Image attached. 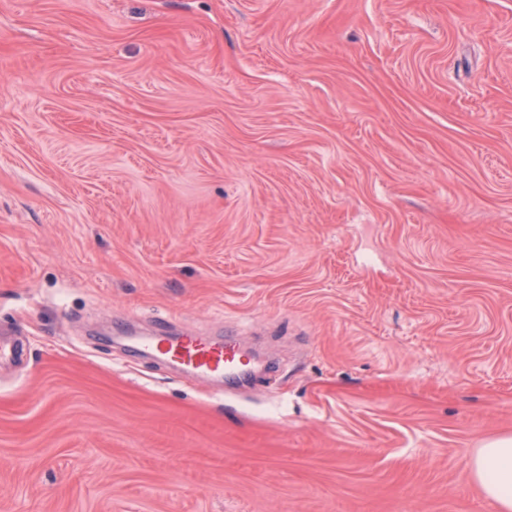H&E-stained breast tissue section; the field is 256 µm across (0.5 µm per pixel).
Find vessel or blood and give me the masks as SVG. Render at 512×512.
<instances>
[{
  "label": "vessel or blood",
  "mask_w": 512,
  "mask_h": 512,
  "mask_svg": "<svg viewBox=\"0 0 512 512\" xmlns=\"http://www.w3.org/2000/svg\"><path fill=\"white\" fill-rule=\"evenodd\" d=\"M129 352L138 358H160L172 367L208 380L233 377L249 363L239 342L194 332L178 336L155 333L133 337Z\"/></svg>",
  "instance_id": "vessel-or-blood-1"
}]
</instances>
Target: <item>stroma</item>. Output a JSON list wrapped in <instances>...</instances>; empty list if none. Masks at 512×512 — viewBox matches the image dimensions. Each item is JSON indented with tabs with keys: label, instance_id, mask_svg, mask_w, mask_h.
<instances>
[{
	"label": "stroma",
	"instance_id": "35a3bbf8",
	"mask_svg": "<svg viewBox=\"0 0 512 512\" xmlns=\"http://www.w3.org/2000/svg\"><path fill=\"white\" fill-rule=\"evenodd\" d=\"M1 327L0 512H496L512 0H0ZM128 351L138 358H161L202 380L231 378L249 364L239 342L190 331L173 337L164 336L160 329L154 336H136ZM471 474L497 512L512 511V437H500L477 448Z\"/></svg>",
	"mask_w": 512,
	"mask_h": 512
}]
</instances>
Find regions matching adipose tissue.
<instances>
[{
	"instance_id": "1",
	"label": "adipose tissue",
	"mask_w": 512,
	"mask_h": 512,
	"mask_svg": "<svg viewBox=\"0 0 512 512\" xmlns=\"http://www.w3.org/2000/svg\"><path fill=\"white\" fill-rule=\"evenodd\" d=\"M471 474L497 512H512V437H500L476 449Z\"/></svg>"
}]
</instances>
